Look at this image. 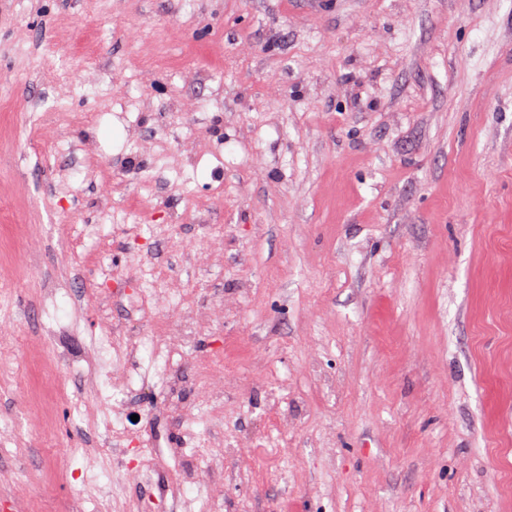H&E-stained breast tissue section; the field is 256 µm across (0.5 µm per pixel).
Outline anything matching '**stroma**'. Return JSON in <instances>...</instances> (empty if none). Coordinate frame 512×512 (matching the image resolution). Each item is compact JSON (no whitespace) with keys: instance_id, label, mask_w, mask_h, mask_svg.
Returning <instances> with one entry per match:
<instances>
[{"instance_id":"35a3bbf8","label":"stroma","mask_w":512,"mask_h":512,"mask_svg":"<svg viewBox=\"0 0 512 512\" xmlns=\"http://www.w3.org/2000/svg\"><path fill=\"white\" fill-rule=\"evenodd\" d=\"M6 224L0 512H512V0H0ZM185 332L173 412L106 339Z\"/></svg>"}]
</instances>
